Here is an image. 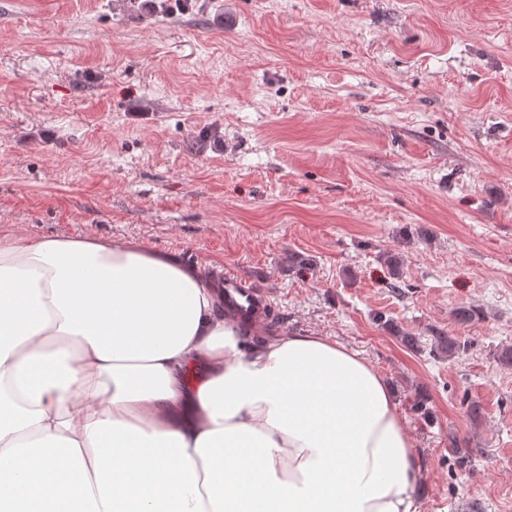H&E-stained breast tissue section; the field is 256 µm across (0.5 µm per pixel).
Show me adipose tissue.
I'll return each instance as SVG.
<instances>
[{"label":"adipose tissue","mask_w":512,"mask_h":512,"mask_svg":"<svg viewBox=\"0 0 512 512\" xmlns=\"http://www.w3.org/2000/svg\"><path fill=\"white\" fill-rule=\"evenodd\" d=\"M125 241H0V512H421L379 370Z\"/></svg>","instance_id":"adipose-tissue-1"}]
</instances>
